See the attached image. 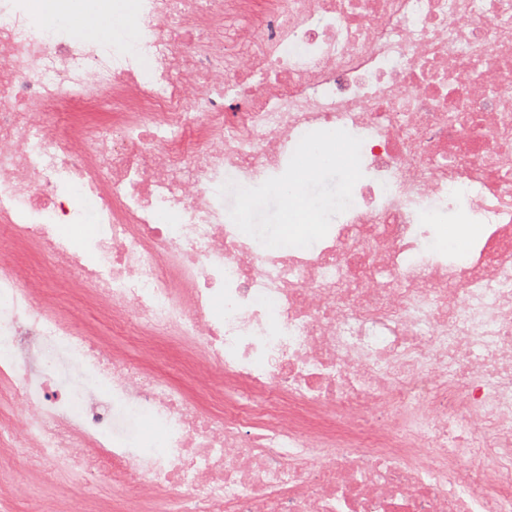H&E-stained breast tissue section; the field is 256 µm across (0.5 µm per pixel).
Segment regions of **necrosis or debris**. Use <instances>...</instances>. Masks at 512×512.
Returning a JSON list of instances; mask_svg holds the SVG:
<instances>
[{
	"instance_id": "1",
	"label": "necrosis or debris",
	"mask_w": 512,
	"mask_h": 512,
	"mask_svg": "<svg viewBox=\"0 0 512 512\" xmlns=\"http://www.w3.org/2000/svg\"><path fill=\"white\" fill-rule=\"evenodd\" d=\"M63 3L49 24L0 0V225L31 269L0 258V482L89 472L113 512H512V0ZM335 129L362 140L351 207L263 251L219 187ZM452 212L480 227L460 255ZM119 416L155 445L113 439Z\"/></svg>"
}]
</instances>
